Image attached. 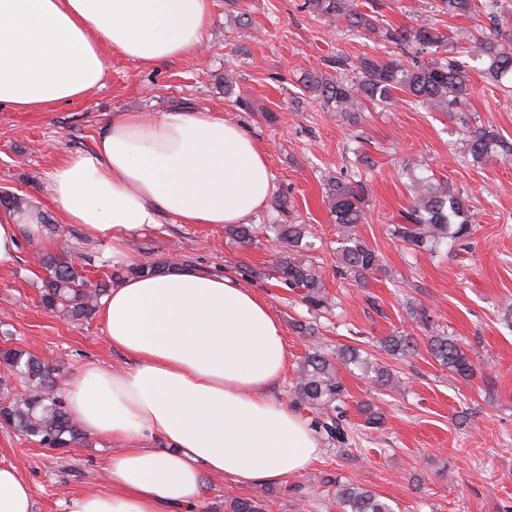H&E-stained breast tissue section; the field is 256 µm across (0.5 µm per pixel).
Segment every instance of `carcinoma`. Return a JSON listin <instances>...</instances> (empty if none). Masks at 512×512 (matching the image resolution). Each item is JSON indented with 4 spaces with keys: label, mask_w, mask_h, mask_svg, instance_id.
Wrapping results in <instances>:
<instances>
[{
    "label": "carcinoma",
    "mask_w": 512,
    "mask_h": 512,
    "mask_svg": "<svg viewBox=\"0 0 512 512\" xmlns=\"http://www.w3.org/2000/svg\"><path fill=\"white\" fill-rule=\"evenodd\" d=\"M308 10L316 15L345 26L349 30L378 33L401 51L415 48L422 54L435 53L448 46V34L435 25L411 28L377 26V17L361 9L359 0H305ZM440 12L452 16L473 17L493 15L498 0H438ZM467 44L460 53L483 60L485 78L499 84L512 76V29L498 27L492 33L483 31L463 35ZM355 76H332L312 72L305 78V87L315 97L333 107L342 116L356 118L357 112L368 104L392 102L400 91L418 104L432 108L461 111L469 95L471 74L466 62L448 57L442 61H415L409 65L397 58L380 60L365 55L353 65ZM466 156L474 162L494 157L511 158L512 145L501 140L498 133L485 126H465ZM409 176V205L399 213V221L389 228L390 233L405 242L413 252H431L443 241L449 250L464 251L470 247L473 235V216L468 199L450 187L420 176L415 170ZM368 196L361 180L336 177L327 190L328 207L336 224V277L363 286L368 277L380 271L378 253L359 235L357 225L364 220ZM28 201L8 190L0 194V206L20 211ZM275 241L288 249L289 256L280 260L275 275L290 288L302 290V301L314 310L330 305L317 266L307 256L302 245L306 235L300 224H283L274 228ZM39 265L46 271L41 278L42 306L59 313L68 321L92 318L99 300L110 288L112 280L88 282L84 267L66 251L38 253ZM172 262H146L126 270L131 276L158 273ZM432 356L456 375L468 378L473 365L468 354L452 338L434 335L429 342ZM385 348L393 356L403 358L414 354L416 344L406 335L390 336ZM354 365L373 373L374 380L383 386H395L399 380L385 366H374L363 358L360 350L346 347L333 359L318 349L304 356L294 386L293 404L313 414L310 426L328 444L341 449L350 444L347 410L343 385L334 368L335 361ZM0 365L28 385V391L15 396L8 383H0V425L25 436L43 448H77L86 435L73 419L66 399L57 388V366L21 348H0ZM336 505L342 512H394L374 491L352 481L333 483ZM230 512H266V505L256 498L238 497L229 503Z\"/></svg>",
    "instance_id": "carcinoma-1"
}]
</instances>
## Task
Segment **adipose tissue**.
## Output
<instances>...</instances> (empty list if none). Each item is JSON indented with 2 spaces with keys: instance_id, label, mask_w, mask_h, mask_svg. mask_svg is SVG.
<instances>
[{
  "instance_id": "1",
  "label": "adipose tissue",
  "mask_w": 512,
  "mask_h": 512,
  "mask_svg": "<svg viewBox=\"0 0 512 512\" xmlns=\"http://www.w3.org/2000/svg\"><path fill=\"white\" fill-rule=\"evenodd\" d=\"M210 0H0V110L48 112L101 87L110 54L158 64L195 52ZM273 191L268 156L217 112H121L90 152L62 155L46 192L61 223L110 242L171 216L184 224H245ZM40 207L0 209V262L18 228L37 232ZM126 363L85 365L65 384L84 433L115 444L114 487L71 512H171L195 502L205 476L242 487L282 482L321 450L275 390L288 365L267 300L232 274L177 266L115 280L98 309ZM0 512H35L31 486L0 465Z\"/></svg>"
}]
</instances>
